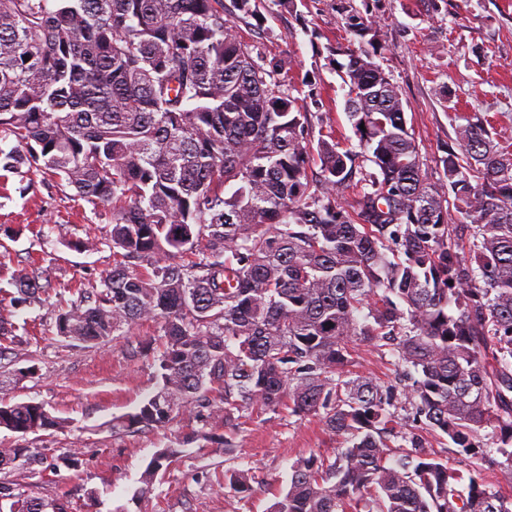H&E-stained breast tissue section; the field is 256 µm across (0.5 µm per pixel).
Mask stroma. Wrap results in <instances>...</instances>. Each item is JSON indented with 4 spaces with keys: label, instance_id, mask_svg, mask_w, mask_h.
I'll return each mask as SVG.
<instances>
[{
    "label": "stroma",
    "instance_id": "1",
    "mask_svg": "<svg viewBox=\"0 0 512 512\" xmlns=\"http://www.w3.org/2000/svg\"><path fill=\"white\" fill-rule=\"evenodd\" d=\"M256 3L259 18L237 11L234 0H224V16L244 41L282 62L293 96L303 98L312 116L311 142L332 138L359 147L336 68L347 60L344 48L353 44L345 12L350 5L374 17L382 46L378 62L401 91L428 181L441 176L436 161L454 136V114L489 116L495 141L512 153V0H304L291 13L271 0ZM324 112L330 116L326 124L319 120ZM14 224L29 230L0 247V318L18 328L0 372V400L42 403L70 426L63 433L39 431L23 439L2 429L0 447L41 448L51 459L77 448L83 467L76 475L8 468L0 477L21 483L30 495L67 500L70 512H270L294 461L313 453L336 455L341 440L325 432L321 416L256 407L246 409L245 424L230 433L223 421L203 424L184 416L164 428L113 432V417L130 411L155 387L153 355L141 346L157 338L160 325L145 322L96 348L58 337L57 311L69 295L13 305L11 275L33 260L53 284L79 280L98 286L112 268L111 251L78 252L66 242L107 237L111 226L73 189L41 174L10 177L0 188V225ZM351 370L385 385L399 383L393 356L369 344L357 345ZM202 429L212 441L192 440V432ZM176 438L185 443L182 456L159 474L150 494L135 498L153 453ZM248 468L256 476L250 492L218 485L225 470Z\"/></svg>",
    "mask_w": 512,
    "mask_h": 512
}]
</instances>
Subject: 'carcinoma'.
Wrapping results in <instances>:
<instances>
[{"label":"carcinoma","instance_id":"cac0c4a2","mask_svg":"<svg viewBox=\"0 0 512 512\" xmlns=\"http://www.w3.org/2000/svg\"><path fill=\"white\" fill-rule=\"evenodd\" d=\"M346 20L361 151L321 140L310 176V113L224 0H0V171L47 174L109 215V238L69 243L105 245L113 263L100 287L68 289L59 337L93 347L163 320L156 389L112 428L187 414L236 430L247 406L286 407L347 447L295 461L270 512H512V496L412 432L477 457L489 429L512 477V154L488 119L460 115L442 179L427 181L402 94L374 61L372 15ZM12 284L17 305L53 291L37 267ZM358 341L391 347L405 387L351 376ZM403 401L409 424L391 411ZM65 427L40 403L0 401V429L20 438ZM182 452L158 449L137 495ZM16 463L43 458L0 448V466ZM80 466L76 449L53 462ZM251 480L224 473L237 493ZM0 512L68 505L0 481Z\"/></svg>","mask_w":512,"mask_h":512}]
</instances>
